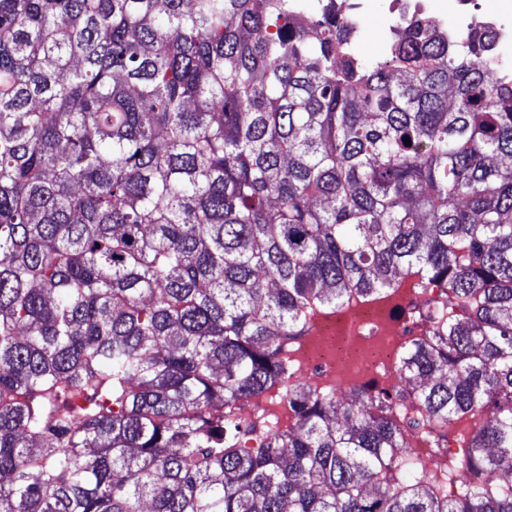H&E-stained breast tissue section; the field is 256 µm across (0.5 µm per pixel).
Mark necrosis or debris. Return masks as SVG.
Returning a JSON list of instances; mask_svg holds the SVG:
<instances>
[{"mask_svg": "<svg viewBox=\"0 0 512 512\" xmlns=\"http://www.w3.org/2000/svg\"><path fill=\"white\" fill-rule=\"evenodd\" d=\"M497 9L482 8L479 0H448L452 21L449 34L484 23L494 34V51L502 66L512 65V0H498ZM434 298L448 299V290L434 283L422 287L420 276L404 274L396 287L380 295L353 297L333 307L313 308L307 316L309 328L288 349L291 374L289 386L303 385L317 393L332 395L344 391H364L392 396L391 418L405 434L404 457L420 463L427 474L439 475L449 457L465 447L484 425V414H465L448 424L425 420L413 400L401 373L406 349L426 338L427 326L401 318L407 303ZM274 386L252 397L245 405L254 421L283 430L293 428L297 413Z\"/></svg>", "mask_w": 512, "mask_h": 512, "instance_id": "4bbe7bcc", "label": "necrosis or debris"}]
</instances>
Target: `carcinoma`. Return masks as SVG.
I'll use <instances>...</instances> for the list:
<instances>
[{
    "label": "carcinoma",
    "instance_id": "obj_1",
    "mask_svg": "<svg viewBox=\"0 0 512 512\" xmlns=\"http://www.w3.org/2000/svg\"><path fill=\"white\" fill-rule=\"evenodd\" d=\"M358 40L334 4L0 0V512H512V72L486 28ZM406 271L468 310L424 305L417 404L487 414L441 476L363 392L288 389L241 447L309 305ZM242 409L248 410L254 421L280 430L293 428L297 421V413L288 403L282 385L252 397Z\"/></svg>",
    "mask_w": 512,
    "mask_h": 512
}]
</instances>
